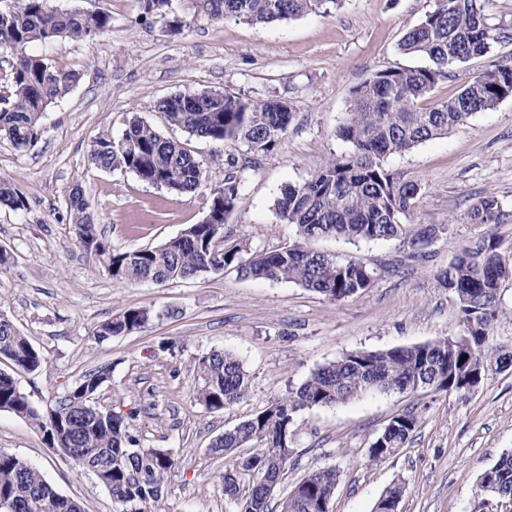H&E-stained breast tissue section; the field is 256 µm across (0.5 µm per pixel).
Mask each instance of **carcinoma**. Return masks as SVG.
I'll return each mask as SVG.
<instances>
[{
    "mask_svg": "<svg viewBox=\"0 0 512 512\" xmlns=\"http://www.w3.org/2000/svg\"><path fill=\"white\" fill-rule=\"evenodd\" d=\"M146 14L173 31L184 26L168 12L170 0H142ZM485 0H437L436 8L403 35L398 49L427 59L422 67L386 68L355 88L349 112L336 130L351 145L349 152L331 158L310 179L284 188L274 204L279 222L293 224L300 242L271 251H251L224 240V224L237 206L240 179L224 178L207 204L208 221L188 225L180 235L154 248L116 252L97 230L94 212L81 187L68 197L69 221L87 252L101 261L120 282L164 284L219 275L234 266L254 278L286 281L313 290L330 300L362 293L376 271L360 261H340L317 251L311 243L324 237L347 241H396L416 258H425L428 240L448 225L407 224L424 187L421 182L387 166V159L448 132L476 112L494 109L512 96V62L497 63L484 73L467 77L456 96L427 104L439 81L456 76L455 68L491 52L493 32ZM337 0H195L196 11L214 19L234 18L269 25L308 13L327 12ZM51 0H17V7L0 10V48L12 52L0 73V139L17 150L41 138V118L47 107L65 96L80 73L57 66L27 51L33 44L59 39L83 40L107 30L112 18L104 11H61ZM157 111L190 136L212 142H239L250 152L265 155L275 149L288 129L291 112L278 99L252 100L226 91L174 94L160 99ZM89 162L106 170L130 171L143 182L168 192L186 194L205 179L201 162L184 145L168 138L132 114L122 135H102L90 148ZM0 206L27 208L25 197L6 181L0 182ZM503 216L497 196L487 194L473 203L471 223L494 225ZM512 277L493 240L480 239L476 249L464 246L448 267L436 275L440 287L459 304L460 322L477 349L475 364L486 369L505 359L494 343V329L503 315L498 280ZM153 318L147 307L127 309L100 324L94 338L139 332ZM458 336L379 351H352L319 367L298 388L272 401L252 418L218 436L213 453L231 458L221 477L224 498L235 512H272L269 488L256 486L240 496V482L256 473L281 482L288 466L298 413L328 407L373 391L404 393L430 389L448 395L460 391L454 382L465 368ZM16 371L37 370L39 351L19 330L0 322V358ZM98 369L84 376L56 406L55 417L43 418L22 391L13 373L0 371V410L32 421L42 432L50 427L64 435L76 456L75 464L104 478V487L122 512H160L162 489L177 459L160 448L129 450L127 417L97 407L96 396L108 381ZM197 400L209 411H222L243 399L250 379L241 360L213 350L198 360ZM418 416L406 410L391 418L368 448L373 462L385 460L405 447L416 430ZM239 448L253 452L235 457ZM340 473L334 467L309 472L280 501V512H322L330 503ZM480 494L512 498V454H505L479 481ZM405 483L388 487L374 512H396ZM14 502L16 512H82L73 499L60 494L41 471L27 460L0 453V500Z\"/></svg>",
    "mask_w": 512,
    "mask_h": 512,
    "instance_id": "cac0c4a2",
    "label": "carcinoma"
}]
</instances>
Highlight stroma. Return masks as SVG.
I'll return each instance as SVG.
<instances>
[{"label": "stroma", "mask_w": 512, "mask_h": 512, "mask_svg": "<svg viewBox=\"0 0 512 512\" xmlns=\"http://www.w3.org/2000/svg\"><path fill=\"white\" fill-rule=\"evenodd\" d=\"M56 4L64 11H106L112 24L84 40L32 45V52L79 71L81 79L46 109L34 148L19 151L0 141V177L28 202L23 210L0 207V250L9 256L0 266V313L42 356L36 371L17 373V382L45 412L86 373L109 368L99 405L127 416L135 446L164 448L178 460L164 485L163 512H233L218 480L226 462L209 453L212 440L349 352L460 335L457 299L436 275L463 246L493 238L512 265V97L389 157L391 169L426 187L415 222L448 227L425 261L410 259L394 241L315 242L320 252L376 269L374 283L359 295L332 301L293 283L243 277L233 267L166 284L123 283L74 235L67 215L73 186L82 187L102 237L116 251L159 246L201 222L213 189L230 174L241 177L242 189L224 226L227 239L252 250L297 242L295 227L276 218V199L347 151L336 130L355 87L382 69L423 66V58L402 54L397 45L436 0H340L329 13L268 26L213 19L195 12L190 0H171L172 14L184 22L177 33L145 17L140 0ZM486 13L505 38L440 81L434 99L454 97L463 78L512 58V0H488ZM210 89L286 100L292 120L275 150L256 158L241 143L189 137L155 109L164 97ZM132 112L201 162L207 178L194 192L171 194L133 173L89 163L92 142L120 136ZM489 193L502 204V222L471 223V205ZM134 307L154 313L144 331L95 341L98 325ZM213 350L236 354L251 382L244 400L218 412L195 398V360ZM408 409L419 417L408 444L389 459L370 461L372 441ZM294 430L280 490H291L308 471L336 468L341 478L331 512H373L399 480L406 491L398 512H512L510 502L477 496L480 475L512 453V367H489L468 392L374 391L315 407L297 416ZM0 451L39 468L84 512H116L94 476L49 447L29 420L0 411Z\"/></svg>", "instance_id": "stroma-1"}]
</instances>
